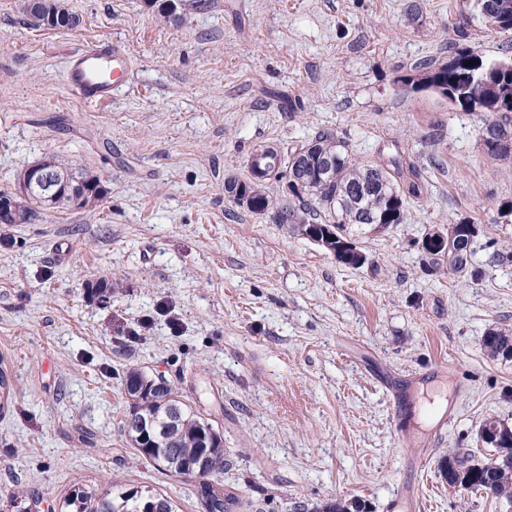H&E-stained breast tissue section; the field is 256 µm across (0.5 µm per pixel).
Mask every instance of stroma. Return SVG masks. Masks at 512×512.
<instances>
[{
  "instance_id": "1",
  "label": "stroma",
  "mask_w": 512,
  "mask_h": 512,
  "mask_svg": "<svg viewBox=\"0 0 512 512\" xmlns=\"http://www.w3.org/2000/svg\"><path fill=\"white\" fill-rule=\"evenodd\" d=\"M65 2L71 29L34 27L26 0H0V191L53 158L106 194L0 224V512H16L19 490L40 512H69L75 488L133 486L203 512L122 431L132 368L215 416L225 467L211 478L241 499L233 512H388L408 486L427 512H506L450 488L441 466L492 455L487 418L512 425V357L483 345L491 329L512 332V157L486 153L481 113L396 78L448 61L454 42L510 57L512 33L469 0H182L175 20L147 0ZM101 40L126 46L136 83L90 107L63 72ZM321 131L427 182L403 223L349 225L358 268L224 194L225 178L248 180L257 147ZM465 216L479 234L468 272L451 274L423 242ZM102 280L106 303L89 293ZM405 386L423 411L443 396L456 406L429 446L395 416Z\"/></svg>"
}]
</instances>
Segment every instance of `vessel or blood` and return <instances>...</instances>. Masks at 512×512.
<instances>
[{"instance_id":"vessel-or-blood-1","label":"vessel or blood","mask_w":512,"mask_h":512,"mask_svg":"<svg viewBox=\"0 0 512 512\" xmlns=\"http://www.w3.org/2000/svg\"><path fill=\"white\" fill-rule=\"evenodd\" d=\"M133 62L126 47L102 40L73 52L65 67L67 87L86 105L100 106L131 84Z\"/></svg>"}]
</instances>
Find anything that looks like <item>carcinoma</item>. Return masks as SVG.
<instances>
[{
    "label": "carcinoma",
    "instance_id": "1",
    "mask_svg": "<svg viewBox=\"0 0 512 512\" xmlns=\"http://www.w3.org/2000/svg\"><path fill=\"white\" fill-rule=\"evenodd\" d=\"M472 9L495 29L512 33V0H472ZM68 15L62 0H43L41 20L45 26L53 27L57 19ZM414 70L416 74L401 75L396 82L414 90L430 89L465 111L484 113L483 131L512 133V122L508 119L512 112V69L503 71L498 68V61L484 60L456 47L448 62H422ZM464 86L470 88V93L461 99L458 90ZM267 153L272 155L275 174L285 172L303 180L300 191L290 193L276 207L279 223L300 235L307 236L312 230L326 231L340 240L349 224H400L408 201L423 194L422 182L412 167H403L398 158L391 159L388 167L360 162L352 157L347 143L330 132H320L282 148L269 147ZM42 165L63 182L90 187L95 200L105 193L96 177L54 160ZM224 192L232 202L252 213L268 212L270 199L262 180L247 182L227 177ZM444 233L448 237V252L429 249L427 253L434 256L436 263L448 260V271L465 272L478 235L476 221L464 217L448 225ZM484 344L491 356H504L512 350V333L492 329ZM128 376L139 378L147 387L133 395L135 402L125 418H143L151 423L153 431L152 448H144L138 439L131 438L137 454L187 483L191 482L187 478L189 470L206 460V470L194 479L200 485L195 494L203 512H229L239 505L237 497L223 483L209 480L214 471L224 466L223 434L213 420L179 400L169 385L154 386L141 370L134 368ZM496 451L502 468L495 471L479 460L459 455L446 459V469L460 487L512 501V439L500 441ZM66 505L76 512H174L169 497L137 488L122 490L110 499L97 498L77 488L66 499Z\"/></svg>",
    "mask_w": 512,
    "mask_h": 512
}]
</instances>
